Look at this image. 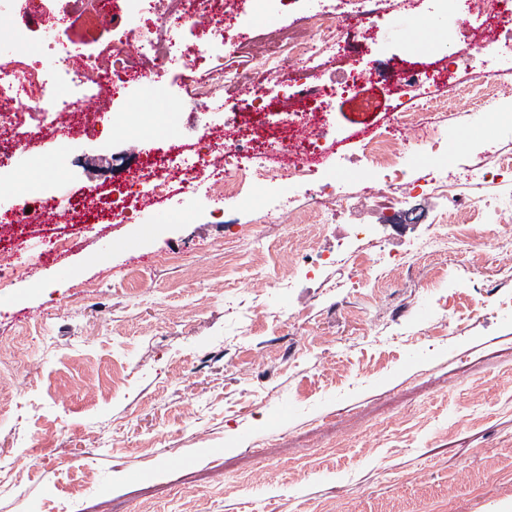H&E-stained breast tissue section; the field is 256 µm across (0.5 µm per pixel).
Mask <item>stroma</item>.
<instances>
[{"label": "stroma", "mask_w": 512, "mask_h": 512, "mask_svg": "<svg viewBox=\"0 0 512 512\" xmlns=\"http://www.w3.org/2000/svg\"><path fill=\"white\" fill-rule=\"evenodd\" d=\"M42 4L58 41L110 67L130 20L74 24L68 0ZM320 5L242 15L224 66L259 73L276 32ZM408 14L425 22L417 36L391 31L390 11L371 49L344 27L348 57L327 71L452 64L454 80L422 100L392 95L386 79L337 95L326 129L340 148L310 183L247 182L219 220L205 191L173 181L152 208L164 222L114 212L62 257L51 242L68 224L48 215L28 227L21 255L32 272L0 289V512H496L512 500V249L425 253L378 268L369 285L349 266L298 268L340 242L398 253L442 226L479 223L473 202L492 194L512 220V91L489 124L466 68L482 18L436 0ZM163 82L159 98L129 80L63 145L54 114L40 116V134L0 175V254L14 249L11 215L24 198L128 183L175 142L193 159L209 153L247 91L227 89L217 112L179 65ZM410 112L437 130V145L396 131L406 188L363 196L384 176L349 135ZM433 165L500 177L461 186L450 203L423 180ZM325 183L344 199L327 230L315 202ZM282 278L287 287H275ZM91 288L94 306L83 299Z\"/></svg>", "instance_id": "1"}]
</instances>
